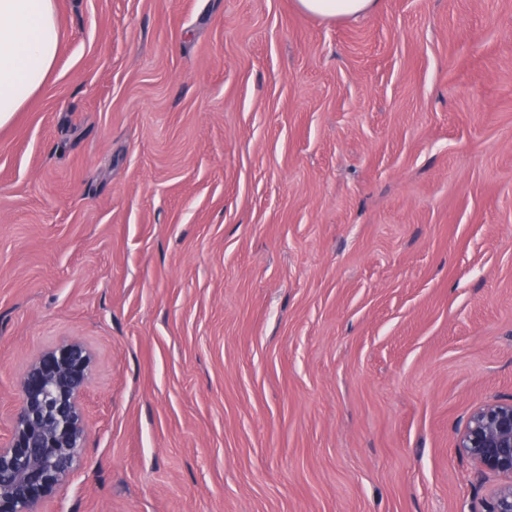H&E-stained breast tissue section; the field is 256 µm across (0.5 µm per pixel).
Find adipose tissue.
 Returning <instances> with one entry per match:
<instances>
[{
    "label": "adipose tissue",
    "instance_id": "ef3b65f1",
    "mask_svg": "<svg viewBox=\"0 0 512 512\" xmlns=\"http://www.w3.org/2000/svg\"><path fill=\"white\" fill-rule=\"evenodd\" d=\"M306 14L335 19L374 11L379 0H297ZM61 31L55 0H0V124L46 83Z\"/></svg>",
    "mask_w": 512,
    "mask_h": 512
}]
</instances>
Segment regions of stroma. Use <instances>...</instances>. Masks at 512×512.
Here are the masks:
<instances>
[{
  "label": "stroma",
  "instance_id": "1",
  "mask_svg": "<svg viewBox=\"0 0 512 512\" xmlns=\"http://www.w3.org/2000/svg\"><path fill=\"white\" fill-rule=\"evenodd\" d=\"M0 126V434L92 356L46 512H483L512 399V0H57ZM299 8L306 14L335 19L355 18L374 11L379 0H298ZM459 448L507 479L494 492L486 511L512 512V401L489 403L473 411Z\"/></svg>",
  "mask_w": 512,
  "mask_h": 512
}]
</instances>
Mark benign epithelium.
Segmentation results:
<instances>
[{"instance_id":"obj_1","label":"benign epithelium","mask_w":512,"mask_h":512,"mask_svg":"<svg viewBox=\"0 0 512 512\" xmlns=\"http://www.w3.org/2000/svg\"><path fill=\"white\" fill-rule=\"evenodd\" d=\"M90 355L73 341L41 354L18 381L6 437L0 436V512H45L84 451L80 397ZM459 447L506 478L487 512H512V401L486 404L469 417Z\"/></svg>"}]
</instances>
